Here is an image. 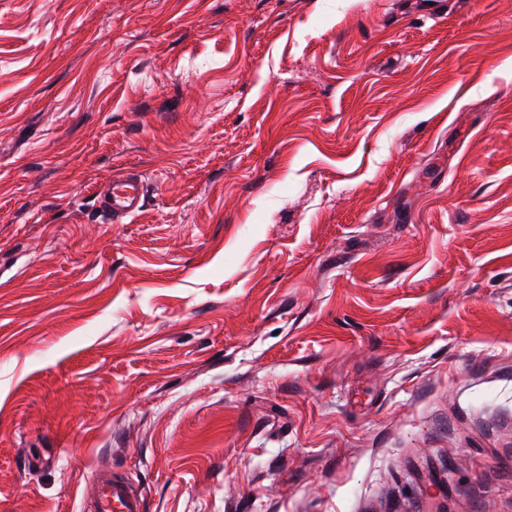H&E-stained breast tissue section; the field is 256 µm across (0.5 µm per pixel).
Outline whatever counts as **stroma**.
I'll list each match as a JSON object with an SVG mask.
<instances>
[{
	"mask_svg": "<svg viewBox=\"0 0 512 512\" xmlns=\"http://www.w3.org/2000/svg\"><path fill=\"white\" fill-rule=\"evenodd\" d=\"M101 465L512 512V0H0V512ZM146 183L136 171L114 175L101 183L96 204L101 212L112 216V221L134 217L145 202Z\"/></svg>",
	"mask_w": 512,
	"mask_h": 512,
	"instance_id": "1",
	"label": "stroma"
}]
</instances>
